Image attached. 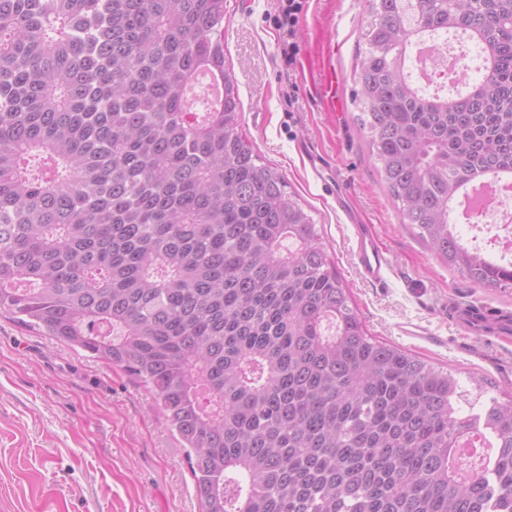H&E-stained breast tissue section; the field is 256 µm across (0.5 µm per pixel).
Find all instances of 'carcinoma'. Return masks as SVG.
I'll return each mask as SVG.
<instances>
[{
    "label": "carcinoma",
    "instance_id": "obj_1",
    "mask_svg": "<svg viewBox=\"0 0 512 512\" xmlns=\"http://www.w3.org/2000/svg\"><path fill=\"white\" fill-rule=\"evenodd\" d=\"M358 120L403 218L472 283L460 187L512 173V0H370ZM460 34L481 78H412ZM223 104L190 96L201 69ZM224 0H0V312L158 397L202 512H512V400L367 334L316 225L238 130ZM478 434L483 466L449 463Z\"/></svg>",
    "mask_w": 512,
    "mask_h": 512
}]
</instances>
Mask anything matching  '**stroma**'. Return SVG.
<instances>
[{
  "label": "stroma",
  "mask_w": 512,
  "mask_h": 512,
  "mask_svg": "<svg viewBox=\"0 0 512 512\" xmlns=\"http://www.w3.org/2000/svg\"><path fill=\"white\" fill-rule=\"evenodd\" d=\"M302 2L289 67L280 0H224V68L238 85L243 136L316 224L371 335L508 400L512 335L468 332L452 312H512V284L479 287L435 256L381 183L357 120L367 0ZM317 48L335 61L332 112L314 92ZM358 224L389 261L382 282L360 275ZM0 512H200V500L184 449L139 381L0 315Z\"/></svg>",
  "instance_id": "obj_1"
}]
</instances>
